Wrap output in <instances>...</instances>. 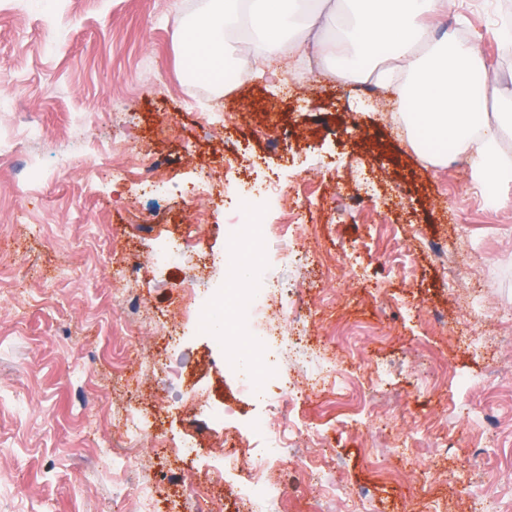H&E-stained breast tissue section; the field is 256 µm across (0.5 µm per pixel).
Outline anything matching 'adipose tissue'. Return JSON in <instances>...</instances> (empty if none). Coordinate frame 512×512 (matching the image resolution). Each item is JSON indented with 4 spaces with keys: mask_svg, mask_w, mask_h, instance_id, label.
<instances>
[{
    "mask_svg": "<svg viewBox=\"0 0 512 512\" xmlns=\"http://www.w3.org/2000/svg\"><path fill=\"white\" fill-rule=\"evenodd\" d=\"M349 9L337 40L318 32L336 12L335 0H198L178 41L201 68H223L233 44L264 59L328 61L333 79L358 81L368 65L378 84L405 100L401 118L409 133L452 143L483 183L512 174V156L501 151L497 125L482 121L488 82L475 35L451 31L435 39L425 20L447 12L450 0H344ZM397 63L383 65L381 47Z\"/></svg>",
    "mask_w": 512,
    "mask_h": 512,
    "instance_id": "adipose-tissue-1",
    "label": "adipose tissue"
}]
</instances>
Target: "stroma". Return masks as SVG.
<instances>
[{
  "mask_svg": "<svg viewBox=\"0 0 512 512\" xmlns=\"http://www.w3.org/2000/svg\"><path fill=\"white\" fill-rule=\"evenodd\" d=\"M502 3L455 0L429 24L477 34L491 84L512 87V59L497 50ZM195 5L67 0L49 32L19 0H0V512H139L130 467L154 512L179 500L195 512L200 493L234 512L214 471L224 430L202 404L229 405L243 424L277 411L238 393L183 298L188 287L224 293L232 165L250 187L274 180L314 198L294 212L308 264L282 261L285 238L266 248L269 274L298 289L308 321L270 355L299 380L335 359L374 394L379 417L367 422L348 423L353 407L330 391L297 407L334 452L343 512H462L491 494L496 512H512V488L492 486L512 471V351L492 382L496 356L470 345L512 339V181L487 207L464 158L437 163L409 140L385 108L392 93L374 86L383 105L367 110L359 85L319 61L254 79L244 52L233 94L189 81L176 34ZM204 110L224 125L205 126ZM144 166L166 192L119 177ZM203 171L220 193L191 201ZM190 227L201 259L152 265ZM131 265V299L116 300L112 271ZM380 365L392 377L377 390ZM128 408L147 414L157 446L126 442L116 417ZM192 437L199 456L178 458ZM373 448L391 449L389 473L366 463Z\"/></svg>",
  "mask_w": 512,
  "mask_h": 512,
  "instance_id": "stroma-1",
  "label": "stroma"
}]
</instances>
